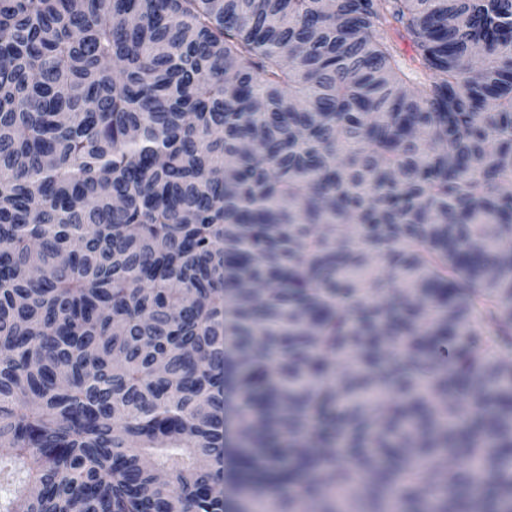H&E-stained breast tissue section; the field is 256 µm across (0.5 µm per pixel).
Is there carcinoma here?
Instances as JSON below:
<instances>
[{
    "instance_id": "cac0c4a2",
    "label": "carcinoma",
    "mask_w": 512,
    "mask_h": 512,
    "mask_svg": "<svg viewBox=\"0 0 512 512\" xmlns=\"http://www.w3.org/2000/svg\"><path fill=\"white\" fill-rule=\"evenodd\" d=\"M264 500L512 512V0H0V512Z\"/></svg>"
}]
</instances>
